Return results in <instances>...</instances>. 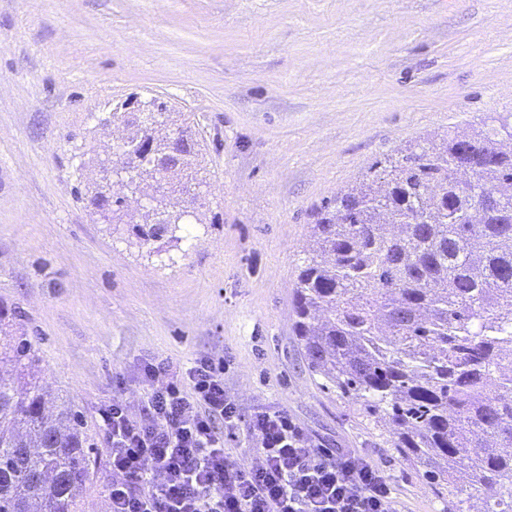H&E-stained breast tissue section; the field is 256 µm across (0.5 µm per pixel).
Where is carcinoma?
Instances as JSON below:
<instances>
[{"label":"carcinoma","mask_w":512,"mask_h":512,"mask_svg":"<svg viewBox=\"0 0 512 512\" xmlns=\"http://www.w3.org/2000/svg\"><path fill=\"white\" fill-rule=\"evenodd\" d=\"M127 114L119 163L194 179L201 145L166 105ZM512 120L449 132L388 156L316 213L298 267L295 333L323 386L392 426V448L448 488L449 512H512ZM471 178L457 177L459 152ZM119 222L144 244L179 240L161 206ZM0 305V512H78L94 442L39 379L35 350ZM54 475L46 486L34 479Z\"/></svg>","instance_id":"carcinoma-1"}]
</instances>
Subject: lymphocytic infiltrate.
Segmentation results:
<instances>
[{
  "label": "lymphocytic infiltrate",
  "instance_id": "f902f5d3",
  "mask_svg": "<svg viewBox=\"0 0 512 512\" xmlns=\"http://www.w3.org/2000/svg\"><path fill=\"white\" fill-rule=\"evenodd\" d=\"M140 414L116 401L98 416L112 457V512H398L386 473L358 453L314 445L283 410H259L248 433L261 463L231 460L239 418L224 368L197 359L181 377L147 364Z\"/></svg>",
  "mask_w": 512,
  "mask_h": 512
}]
</instances>
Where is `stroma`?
Returning <instances> with one entry per match:
<instances>
[{
	"label": "stroma",
	"instance_id": "35a3bbf8",
	"mask_svg": "<svg viewBox=\"0 0 512 512\" xmlns=\"http://www.w3.org/2000/svg\"><path fill=\"white\" fill-rule=\"evenodd\" d=\"M158 99L203 147L190 240L144 245L89 187ZM512 114V0H0V303L42 384L79 410L97 466L81 512H111L97 410L139 412L143 368L224 362L241 422L282 409L314 444L389 474L399 512H448L389 428L325 389L294 333L312 213L428 134Z\"/></svg>",
	"mask_w": 512,
	"mask_h": 512
}]
</instances>
